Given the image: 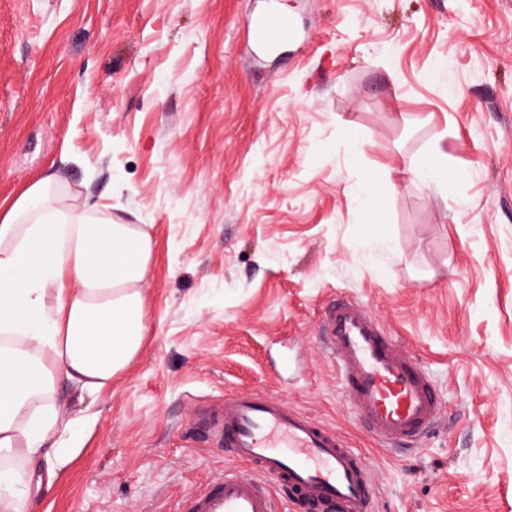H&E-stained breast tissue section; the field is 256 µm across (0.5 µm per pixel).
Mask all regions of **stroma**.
I'll list each match as a JSON object with an SVG mask.
<instances>
[{
  "label": "stroma",
  "mask_w": 512,
  "mask_h": 512,
  "mask_svg": "<svg viewBox=\"0 0 512 512\" xmlns=\"http://www.w3.org/2000/svg\"><path fill=\"white\" fill-rule=\"evenodd\" d=\"M281 2L302 38L264 57V0H0V201L57 172L153 234L142 348L64 391L86 435L36 512H178L233 465L201 405L239 392L341 433L373 512H512V0ZM436 150L438 195L401 168ZM340 296L441 388L412 453L361 428L316 340Z\"/></svg>",
  "instance_id": "1"
}]
</instances>
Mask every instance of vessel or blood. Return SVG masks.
<instances>
[{
  "instance_id": "vessel-or-blood-1",
  "label": "vessel or blood",
  "mask_w": 512,
  "mask_h": 512,
  "mask_svg": "<svg viewBox=\"0 0 512 512\" xmlns=\"http://www.w3.org/2000/svg\"><path fill=\"white\" fill-rule=\"evenodd\" d=\"M264 46L297 40L288 17L271 11L255 23ZM317 342L334 367L357 422L375 443L399 453L420 446L445 413L433 374L389 335L366 305L340 298L319 318ZM211 441L246 464L225 470L181 504L180 512H372L373 471L334 429L272 394L225 396Z\"/></svg>"
}]
</instances>
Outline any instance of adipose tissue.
<instances>
[{"label": "adipose tissue", "instance_id": "ef3b65f1", "mask_svg": "<svg viewBox=\"0 0 512 512\" xmlns=\"http://www.w3.org/2000/svg\"><path fill=\"white\" fill-rule=\"evenodd\" d=\"M150 233L38 179L0 203V512H31L83 437L61 394L109 385L146 332Z\"/></svg>", "mask_w": 512, "mask_h": 512}]
</instances>
